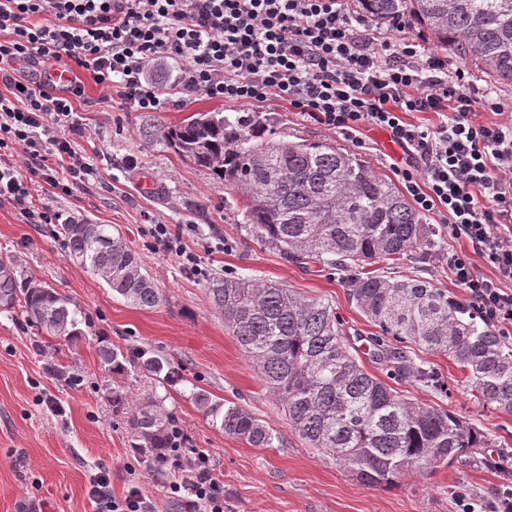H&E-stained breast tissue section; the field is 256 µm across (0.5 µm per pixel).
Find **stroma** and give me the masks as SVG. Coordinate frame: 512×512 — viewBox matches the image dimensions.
<instances>
[{
  "instance_id": "35a3bbf8",
  "label": "stroma",
  "mask_w": 512,
  "mask_h": 512,
  "mask_svg": "<svg viewBox=\"0 0 512 512\" xmlns=\"http://www.w3.org/2000/svg\"><path fill=\"white\" fill-rule=\"evenodd\" d=\"M81 79L88 100L77 103L75 111L86 133L68 140L92 165L88 183L69 194L43 187L59 218L55 225L26 223L11 204L0 203V255L11 257L22 277L59 291L84 320L83 337L69 343L30 325L20 310L0 312V512H41L46 503L53 512H94L90 490L103 471L110 475L114 497L135 485L156 503L157 512H192L189 497H171L168 478L134 452L127 418L107 396L116 388L137 401L154 390L153 375L144 370L107 375L97 353L102 336L121 349L163 357L178 368L180 378L168 385L166 406L180 423L185 454H209L224 483V512H454L458 492L492 497L503 474L483 460L512 454V416L478 403L463 373L443 354H418L439 387L406 381L396 389L488 433L492 442L482 449V461L456 462L411 473L388 486L365 487L301 441L225 329L206 290L214 278L236 273L324 299L343 321L346 339L365 369L386 378V364L368 349L375 328L351 301L345 273L318 264L294 265L247 236L237 192L145 134L147 125L174 126L195 112L228 114L235 104L195 96L161 112H137L111 101L109 91L89 74ZM263 114L283 140H331L353 147L388 175L394 166L409 163L407 150L385 130L363 128L357 148L346 135L306 121L288 105ZM77 218L112 225L123 234L163 292L161 306L143 310L126 303L72 258L58 225ZM426 221L438 228L439 251L427 260L379 263L374 270L429 280L462 299L444 256L468 246L436 216ZM154 224L167 225L199 257L202 274H193L154 244L149 235ZM199 390L266 420L280 436L279 447L254 448L226 437L197 408L193 394Z\"/></svg>"
}]
</instances>
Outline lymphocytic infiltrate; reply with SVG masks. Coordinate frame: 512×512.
<instances>
[{"label": "lymphocytic infiltrate", "mask_w": 512, "mask_h": 512, "mask_svg": "<svg viewBox=\"0 0 512 512\" xmlns=\"http://www.w3.org/2000/svg\"><path fill=\"white\" fill-rule=\"evenodd\" d=\"M398 19L372 37L367 17L348 0H0V201L30 224L56 218L38 182L62 193L92 168L59 128L80 134L75 102L79 72L119 93L122 106L158 112L200 95L224 102L295 109L326 130L355 135L380 127L413 154L395 168L417 211L438 216L470 253L446 256L463 303L480 319L512 326V108L480 95L463 68L439 54L422 56ZM177 63L168 87L146 76L155 62ZM67 83L53 80L56 69ZM498 120L484 122V111ZM412 112L438 114L437 125L408 122ZM32 180H24L22 170ZM497 277L478 276L471 253ZM172 491L191 486L202 512H224V485L203 452H174ZM109 475L95 480L97 512H156L131 487L118 499Z\"/></svg>", "instance_id": "f902f5d3"}]
</instances>
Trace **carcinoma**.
<instances>
[{
	"label": "carcinoma",
	"mask_w": 512,
	"mask_h": 512,
	"mask_svg": "<svg viewBox=\"0 0 512 512\" xmlns=\"http://www.w3.org/2000/svg\"><path fill=\"white\" fill-rule=\"evenodd\" d=\"M356 8L379 24L406 17L434 43L472 57L491 81L512 85V0H356ZM150 136L238 192L257 241L293 263L350 273L349 297L379 329L371 342L390 375L432 387L433 373L405 344L443 353L465 372L476 401L512 415V345L432 282L367 270L413 257L433 246L436 234L386 174L332 141L278 140L255 112H198ZM71 224L59 228L71 254L113 294L140 309L161 304V290L112 225L96 224L85 234ZM207 293L298 437L361 484L380 486L413 470L475 460L488 446L489 436L467 421L414 402L367 372L324 300L231 274L212 280ZM17 306L53 336L71 342L83 336L67 298L21 277L12 259L0 256V310ZM98 356L111 376L144 368L167 383L176 374L160 357L125 353L106 340ZM194 400L224 435L253 448L275 447L274 429L246 408L204 391ZM165 401L153 391L129 409L126 395L112 391V407L128 414L131 447L160 473L179 433Z\"/></svg>",
	"instance_id": "cac0c4a2"
}]
</instances>
